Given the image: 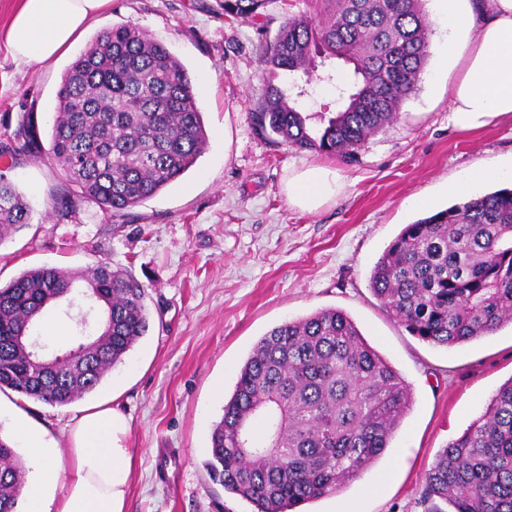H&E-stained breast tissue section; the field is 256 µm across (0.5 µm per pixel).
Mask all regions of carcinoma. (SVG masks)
<instances>
[{
    "label": "carcinoma",
    "mask_w": 512,
    "mask_h": 512,
    "mask_svg": "<svg viewBox=\"0 0 512 512\" xmlns=\"http://www.w3.org/2000/svg\"><path fill=\"white\" fill-rule=\"evenodd\" d=\"M274 0H224V16L257 21ZM288 13L261 66L255 133L296 151L352 158L397 119L429 56L422 0H304ZM340 60L352 81L321 127L275 80L309 76ZM13 154L40 148L33 119L13 134ZM209 136L183 64L138 26L97 35L66 69L57 92L50 152L77 196L122 219L177 182ZM16 185L0 174V244L30 223ZM77 277L40 266L0 285V391L52 407L96 390L148 331L146 292L126 270L99 263L82 278L100 310L94 333L46 363L18 336L71 294ZM369 286L413 336L452 347L512 323V187L456 203L408 224L373 266ZM412 405L410 387L342 310L320 309L273 327L255 344L210 434L212 480L254 506L295 512L357 479L388 448ZM26 469L0 437V512H17ZM450 512H512V377L484 414L435 458L424 499Z\"/></svg>",
    "instance_id": "obj_1"
}]
</instances>
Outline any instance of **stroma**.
<instances>
[{
    "label": "stroma",
    "mask_w": 512,
    "mask_h": 512,
    "mask_svg": "<svg viewBox=\"0 0 512 512\" xmlns=\"http://www.w3.org/2000/svg\"><path fill=\"white\" fill-rule=\"evenodd\" d=\"M221 0H110L75 45L49 65L19 66L0 46V135L26 115L49 143L62 75L97 34L131 22L162 41L185 66L209 134L207 150L176 183L133 208L123 227L92 202L62 213L67 190L45 153L6 171L32 210L30 224L0 244V284L43 265L84 270L106 261L147 290L149 330L100 387L51 407L0 392V436L12 417L45 424L67 450L65 425L115 393L131 452L126 512H251L214 483L205 466L210 430L239 370L267 331L324 308L344 311L408 383L412 406L386 453L340 492L302 512H429L425 474L436 455L512 378V324L446 348L411 336L369 287L371 270L405 225L421 193L452 205L448 183L478 164L512 159V120L460 130L448 120V78L436 52L448 35L437 0H424L431 52L396 121L357 157L295 152L257 136L260 57L288 12L303 0H274L263 25L225 17ZM331 165L345 184L314 213L289 206L282 185L302 166Z\"/></svg>",
    "instance_id": "stroma-1"
}]
</instances>
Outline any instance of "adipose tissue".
Returning <instances> with one entry per match:
<instances>
[{"label":"adipose tissue","mask_w":512,"mask_h":512,"mask_svg":"<svg viewBox=\"0 0 512 512\" xmlns=\"http://www.w3.org/2000/svg\"><path fill=\"white\" fill-rule=\"evenodd\" d=\"M108 0H17L0 43L19 65L48 64L66 54ZM457 39L439 46L462 65L448 84V120L479 129L512 118V0H446ZM344 187L328 166L295 170L282 191L293 208L314 212ZM128 420L111 400L84 409L69 427L70 467L58 479V459L46 428L19 420L30 459L26 512H124L130 456L122 439Z\"/></svg>","instance_id":"ef3b65f1"}]
</instances>
